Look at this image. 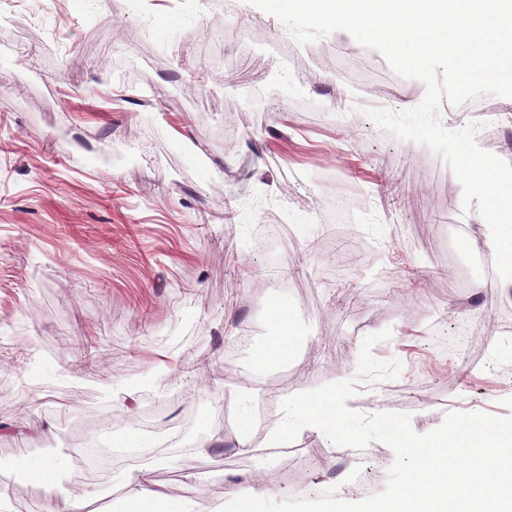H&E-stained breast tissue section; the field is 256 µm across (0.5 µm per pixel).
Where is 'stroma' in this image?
Wrapping results in <instances>:
<instances>
[{
  "label": "stroma",
  "instance_id": "35a3bbf8",
  "mask_svg": "<svg viewBox=\"0 0 512 512\" xmlns=\"http://www.w3.org/2000/svg\"><path fill=\"white\" fill-rule=\"evenodd\" d=\"M219 29L217 70L194 35ZM424 95L348 33L301 45L248 0H0V512H52L19 462L53 456L67 490L94 488L87 512H121L136 472L197 489L204 512H233L244 482L362 501L387 444L339 453L307 427L294 453L268 451L284 394L333 382L418 434L451 412L512 418V283L471 265L485 221L440 156L362 113ZM483 102H442L441 122H482L479 146L512 160V98ZM277 303L303 340L259 369ZM247 383L257 451L241 455ZM103 422L115 448L173 442L79 475Z\"/></svg>",
  "mask_w": 512,
  "mask_h": 512
}]
</instances>
